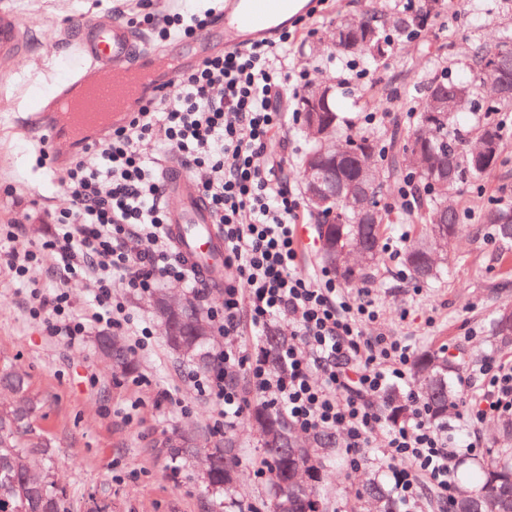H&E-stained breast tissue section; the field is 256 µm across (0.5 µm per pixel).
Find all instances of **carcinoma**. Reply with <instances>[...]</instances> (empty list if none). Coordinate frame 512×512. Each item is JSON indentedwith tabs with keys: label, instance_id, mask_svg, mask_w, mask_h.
<instances>
[{
	"label": "carcinoma",
	"instance_id": "1",
	"mask_svg": "<svg viewBox=\"0 0 512 512\" xmlns=\"http://www.w3.org/2000/svg\"><path fill=\"white\" fill-rule=\"evenodd\" d=\"M436 0H418L411 11L387 13L376 4L366 11L372 21L374 39L371 47L344 55L377 63L385 58L381 50L372 47L392 46L389 30L413 38L424 28ZM490 48L479 43L473 47L469 62L450 75L448 61L438 57L432 68L418 77L424 97L434 89L448 92L449 100L441 103L442 111L429 112L422 105L407 131L394 129L387 137L370 131L357 133L346 113L354 104L329 91L321 121L326 134L318 137L310 130L311 113L299 102L301 132L305 146L300 161L301 178L317 164L328 182L325 198L317 210H309L311 219L319 224V234L326 248L321 259L346 286L355 287L374 278L377 261L382 252L387 226L400 222L416 224L411 240L403 246V262L414 279L433 282L442 279L444 251L460 231L459 214L448 206L453 195L472 181H478L502 163L501 151L474 164L465 143L475 145L487 136L501 143L503 138L497 117L512 112V93L496 99L485 97L484 86L490 83L512 84V67L502 70L488 68ZM336 141L349 147L353 157L382 155L388 171L397 175L412 174L419 192L413 208L404 212L381 203L382 182L372 188V204L377 211L373 224L362 222L360 213L347 206L341 198L342 182L355 181L358 167L348 162L341 169L343 179L333 180L332 161L326 147ZM492 228L495 237L504 245H512V205H495L485 209L479 223L472 228L476 236L484 227ZM498 310L492 320L490 334L504 346L512 344V329L501 321ZM183 319L207 324L203 310L196 301L183 304ZM170 347L206 369L211 359L205 352L209 337L190 336L181 347L171 335H166ZM102 354L125 372L135 369L127 351L112 342L110 337L99 340ZM414 381L428 399L431 418L440 423L448 411L456 407L453 378L459 365L431 351L422 352L412 364ZM0 388L11 393V399L0 403V512H67L64 491L51 480L48 461L51 443L33 432L32 419L42 407V400L29 389L25 375L17 368L0 363ZM382 408L393 422L404 419L403 405L396 392L382 396ZM255 429L262 437L264 455L260 464L270 474V498L282 492L288 496V512H326L325 461L331 453L341 451V441L333 433H317L309 443L295 435L287 415L269 406L256 403L250 414ZM239 447L231 438H224V447L212 451V465L206 472V484L217 493L227 492L235 479ZM459 490L450 512H512V454L502 453L490 463L464 468L457 480ZM361 497L370 502L373 512H400L383 478L376 474L364 486Z\"/></svg>",
	"mask_w": 512,
	"mask_h": 512
}]
</instances>
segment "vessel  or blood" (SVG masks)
Instances as JSON below:
<instances>
[{"mask_svg":"<svg viewBox=\"0 0 512 512\" xmlns=\"http://www.w3.org/2000/svg\"><path fill=\"white\" fill-rule=\"evenodd\" d=\"M294 0H224L213 29L223 31L225 49H241L275 38L292 26L289 12ZM135 31L122 20L99 19L85 23L70 53L69 81L57 100L33 103L27 126L39 129L43 150L58 144H75L102 130L96 110L122 99L116 83L120 74L149 73L141 92H162L185 70V61L164 66V57L151 49L135 50ZM25 47V34L17 14L0 9V64H6ZM168 205V232L178 254L211 287L224 286V239L209 209L187 189V177L177 163H169L164 175Z\"/></svg>","mask_w":512,"mask_h":512,"instance_id":"1","label":"vessel or blood"}]
</instances>
